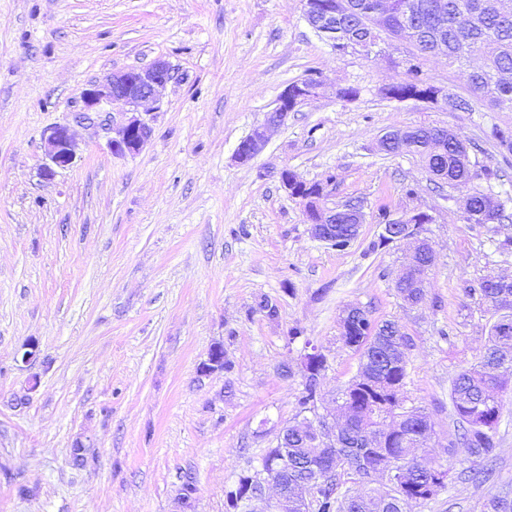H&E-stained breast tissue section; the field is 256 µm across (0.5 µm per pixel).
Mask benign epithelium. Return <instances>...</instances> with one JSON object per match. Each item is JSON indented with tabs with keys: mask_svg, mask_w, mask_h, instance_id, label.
<instances>
[{
	"mask_svg": "<svg viewBox=\"0 0 512 512\" xmlns=\"http://www.w3.org/2000/svg\"><path fill=\"white\" fill-rule=\"evenodd\" d=\"M304 14L309 26L316 32H323L324 25L336 19V2L332 0L327 10L312 0H304ZM370 36L362 41L351 43L342 52H355L369 55L378 46L383 36L382 27L372 22L369 24ZM171 72L168 63L158 59L149 66L138 69L113 72L102 82H92L80 92L82 109L77 113L76 121L96 123L103 110V105L113 100H122L131 107V115H127L119 124L118 137L112 139L110 146L116 155H134L139 153L152 137V127L138 112V108L147 102L157 103L164 95L170 82ZM322 84L316 79H304L288 84L280 93L276 107L267 115L265 122L253 129L251 134L242 140L236 150L235 159L238 163L247 165L265 146L270 132L283 125L289 113L309 99L319 95ZM46 162L41 168L43 177L52 178L56 170L70 167L77 156V145L72 130L68 124H57L50 127L44 135ZM327 184L320 186L319 196L315 198L317 217L307 218L311 235L324 243L347 247L351 244L349 238L336 237V214H342V219L354 225L359 230L365 222V212L358 205L350 203L328 207L325 205ZM434 222V216L426 211L412 210L398 218L386 216L382 225L379 239L386 244L405 243L409 246L404 270L396 281L404 285L415 274V263L418 247L426 246V265L433 266L436 261L435 253L429 247L426 239L420 237L423 226ZM493 306L503 311L495 321L498 326L499 348L502 351L512 350V296L500 293L490 300ZM326 359L320 350L313 346L311 351L304 354L302 368L305 374L314 376L315 382H321L325 371ZM224 369V349L220 343L211 348L207 363L201 366L205 375ZM349 416L348 405L342 406L341 421L328 414L320 415L318 427L307 430V433L317 436L323 448H334L338 444L339 431L343 422ZM391 430L379 427L365 433V441L370 448H383ZM243 501L250 505L252 512H288V500L275 495L271 498L262 495L257 498L250 495V486H245Z\"/></svg>",
	"mask_w": 512,
	"mask_h": 512,
	"instance_id": "1",
	"label": "benign epithelium"
}]
</instances>
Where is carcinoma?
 <instances>
[{
	"mask_svg": "<svg viewBox=\"0 0 512 512\" xmlns=\"http://www.w3.org/2000/svg\"><path fill=\"white\" fill-rule=\"evenodd\" d=\"M482 0H336V44L358 40L369 34L367 20L379 14L385 31L384 39L399 35L407 18H414L420 30L417 51L422 56H442L448 65L464 67L472 58L481 64L469 69L467 81L475 100L491 112H512V80L500 79L503 72L512 73V14L500 16L479 11ZM392 95L404 98L428 97L434 87L417 71L409 83L386 86ZM434 127L414 129L406 153L419 157L428 168L445 170L443 181L448 186L473 179L491 180L495 176L489 168L478 166L471 159L468 146L448 131V141L435 152L431 149ZM490 138L500 147L512 152V129L492 127ZM469 209L478 224H499L509 218L506 205L491 201L482 193L470 199ZM427 271L416 272L415 279L398 289L404 300L418 303L424 297ZM497 327H491L488 344L480 352L476 363L453 381L450 399L455 421L460 430L461 444L477 461L496 455V427L500 417L499 393L512 384V372H495L502 365L497 356ZM371 346L365 351L368 360L365 385H349L343 391L351 415L345 424L343 447L322 448L316 437L291 435L288 437V472L282 475L280 493L288 495V512H380L381 502L387 497L409 506L419 504L436 495L432 490L438 480L448 478V471L435 468L417 456L416 450L427 440L425 430L430 427L429 415L419 407L402 408L401 431L393 434L387 447L363 451V434L385 426L394 403L403 399L397 391L403 389L407 371L399 365L389 336H367ZM331 457L332 465L325 472L317 493L304 498L295 493L298 482L308 476L314 466ZM399 462L414 466L412 477L401 488L385 486L383 494L372 491L340 496L337 489L342 478L366 485L373 478H384V471Z\"/></svg>",
	"mask_w": 512,
	"mask_h": 512,
	"instance_id": "carcinoma-1",
	"label": "carcinoma"
}]
</instances>
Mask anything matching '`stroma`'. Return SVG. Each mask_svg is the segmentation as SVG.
<instances>
[{"instance_id":"stroma-1","label":"stroma","mask_w":512,"mask_h":512,"mask_svg":"<svg viewBox=\"0 0 512 512\" xmlns=\"http://www.w3.org/2000/svg\"><path fill=\"white\" fill-rule=\"evenodd\" d=\"M401 57L388 46L336 54L302 0H0V512H229L227 486L300 417L306 344L326 358L320 410H333L357 374L359 354L339 336L353 305L401 326L404 404L429 413L425 455L449 475L412 512L512 500V391L484 483L470 480L473 459L452 443L450 401L496 318L474 288L512 277V217L467 223L418 157L378 147L396 129H452L478 145L512 214V153L488 136L511 127L512 112L387 98ZM158 59L172 79L145 106L153 135L138 154L113 155L111 120L125 105L80 124V91ZM306 78L321 94L271 132L251 165L237 163L280 92ZM349 86L357 97L338 96ZM61 123L78 155L48 180L43 133ZM284 167L328 180V202L362 201L366 221L350 247L311 236L277 177ZM382 207L435 217L422 231L436 262L419 303L395 287L405 245L377 244ZM263 295L277 319L256 312ZM218 342L225 366L202 375ZM31 343L36 355L23 361Z\"/></svg>"}]
</instances>
